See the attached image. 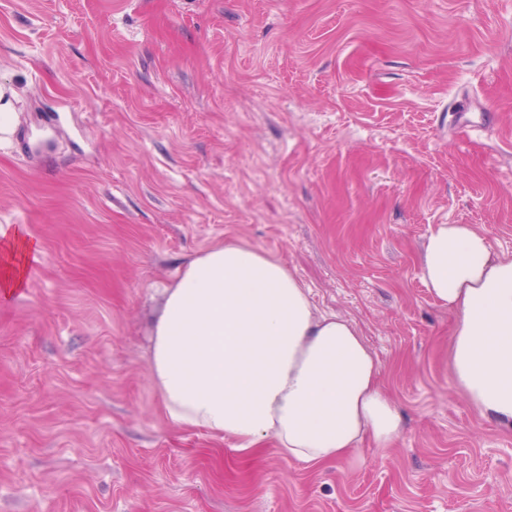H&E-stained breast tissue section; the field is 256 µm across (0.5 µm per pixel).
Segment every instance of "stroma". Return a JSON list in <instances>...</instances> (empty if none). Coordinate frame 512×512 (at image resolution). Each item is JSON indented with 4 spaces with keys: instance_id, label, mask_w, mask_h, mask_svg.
<instances>
[{
    "instance_id": "obj_1",
    "label": "stroma",
    "mask_w": 512,
    "mask_h": 512,
    "mask_svg": "<svg viewBox=\"0 0 512 512\" xmlns=\"http://www.w3.org/2000/svg\"><path fill=\"white\" fill-rule=\"evenodd\" d=\"M0 512H512L448 368L430 228L512 255V0H0ZM228 239L349 318L403 417L318 469L174 429L160 289ZM38 244L16 228L12 233H1L0 241V295L9 299L21 288L28 255Z\"/></svg>"
}]
</instances>
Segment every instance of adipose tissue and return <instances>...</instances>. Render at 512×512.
<instances>
[{"mask_svg":"<svg viewBox=\"0 0 512 512\" xmlns=\"http://www.w3.org/2000/svg\"><path fill=\"white\" fill-rule=\"evenodd\" d=\"M37 244L0 235V296L21 288ZM421 278L453 316L448 367L477 413L512 427V256L470 224L429 232ZM150 380L165 419L231 437L242 450L275 439L309 468L353 458L364 440L393 445L399 412L378 362L345 317L320 310L273 255L230 241L197 253L164 289Z\"/></svg>","mask_w":512,"mask_h":512,"instance_id":"1","label":"adipose tissue"}]
</instances>
